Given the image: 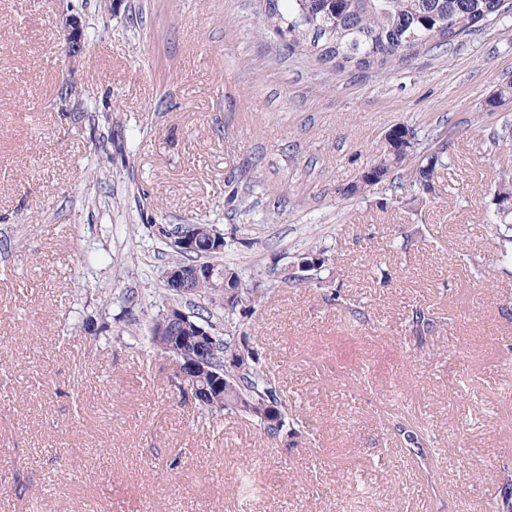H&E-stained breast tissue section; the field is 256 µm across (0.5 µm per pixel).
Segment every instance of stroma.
Instances as JSON below:
<instances>
[{
  "instance_id": "stroma-1",
  "label": "stroma",
  "mask_w": 512,
  "mask_h": 512,
  "mask_svg": "<svg viewBox=\"0 0 512 512\" xmlns=\"http://www.w3.org/2000/svg\"><path fill=\"white\" fill-rule=\"evenodd\" d=\"M72 10L93 36L76 62ZM509 81L507 14L361 74L286 54L262 0H0V512H491L512 469V258L485 218L512 104L488 101ZM399 123L416 154L349 195ZM441 142L414 207L409 170ZM197 222L274 287L247 334L300 436L201 413L128 333L166 303L153 225ZM314 247L341 302L274 285ZM448 161V145L441 144L429 154L425 155L418 166L416 176H413L414 188L417 192L413 195V202H420L424 205L427 202V196L435 193V174L441 168L447 166Z\"/></svg>"
}]
</instances>
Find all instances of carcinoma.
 <instances>
[{
  "instance_id": "1",
  "label": "carcinoma",
  "mask_w": 512,
  "mask_h": 512,
  "mask_svg": "<svg viewBox=\"0 0 512 512\" xmlns=\"http://www.w3.org/2000/svg\"><path fill=\"white\" fill-rule=\"evenodd\" d=\"M263 22L284 38L285 50L291 54L307 50L316 59L338 70L346 68L367 72L388 63L402 62L417 48H446L467 35L477 24L506 11L505 0H263ZM416 133L406 125L388 132V144L376 162L362 172L350 187V193L360 194L385 180L391 169L404 163L414 147ZM448 145L442 144L425 155L413 177L417 192L413 202L426 204L427 196L435 192V174L447 166ZM496 208L487 223L495 225L499 239L512 244V200L498 195ZM155 241L176 254L172 266L209 267L224 270V287L210 288L204 281L188 283L190 291L180 294L164 286V295L171 301L187 297L195 299L194 308L186 311L189 321L176 327L175 339H183L182 347L160 349L174 364L195 347L196 330L204 329L209 336L204 341L208 372L186 379L191 394L207 387L212 402L197 404L210 413L239 415L251 421L266 439L274 441L288 431L294 419L288 418L286 406L260 354L249 345L246 326L235 316H243L263 302L270 289L253 276L224 262V250L216 249L221 236L213 225L186 224L170 229L166 224H154ZM182 232L199 236V251L184 253L175 246L176 235ZM333 261L327 250H309L296 258L303 266L304 277L277 282L288 287L304 286L322 290L327 281L322 277L325 267ZM224 310V322L232 333H221L213 322V307ZM216 373L224 377V386L217 389L210 379ZM393 427L403 441L420 447L426 442L423 432L403 422ZM512 474L502 476V499L494 505L496 512H512Z\"/></svg>"
}]
</instances>
